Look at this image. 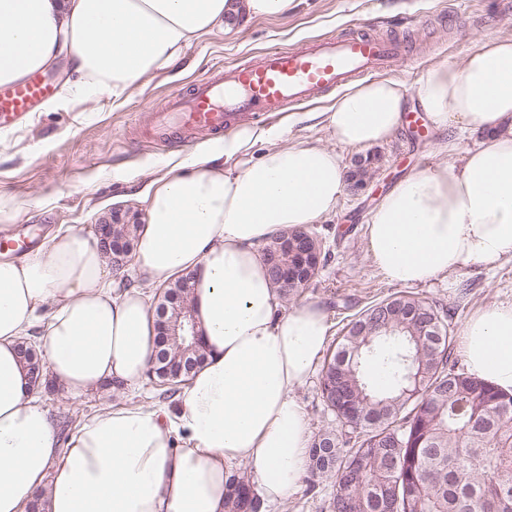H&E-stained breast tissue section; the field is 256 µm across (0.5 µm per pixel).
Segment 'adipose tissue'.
I'll list each match as a JSON object with an SVG mask.
<instances>
[{
  "label": "adipose tissue",
  "mask_w": 512,
  "mask_h": 512,
  "mask_svg": "<svg viewBox=\"0 0 512 512\" xmlns=\"http://www.w3.org/2000/svg\"><path fill=\"white\" fill-rule=\"evenodd\" d=\"M298 0H0V85L69 58L63 96L121 100L172 68L193 41L241 19L292 14ZM417 106L436 128L439 162L398 181L373 207L367 257L390 282L454 281L512 261V37L488 35L457 65L413 84L356 82L314 113L327 144L275 129L240 130L173 164L149 191L134 271L160 284L192 277L208 356L175 412L106 405L60 441L38 403L18 344L41 330L55 383L72 397L141 388L155 346L142 289L114 282L96 239L51 233L0 259V512H226V481L243 466L272 512L299 491L311 430L297 390L327 345V319L307 303L279 314L260 248L286 228L335 214L347 187L336 145L389 141ZM480 132L465 153L458 143ZM264 142L259 156L250 147ZM460 350L468 372L512 392V304L477 307Z\"/></svg>",
  "instance_id": "obj_1"
}]
</instances>
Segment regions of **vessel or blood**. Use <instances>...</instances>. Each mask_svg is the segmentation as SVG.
<instances>
[{
	"label": "vessel or blood",
	"mask_w": 512,
	"mask_h": 512,
	"mask_svg": "<svg viewBox=\"0 0 512 512\" xmlns=\"http://www.w3.org/2000/svg\"><path fill=\"white\" fill-rule=\"evenodd\" d=\"M401 56L397 42L348 33L304 48L273 49L246 62L225 64L188 92L171 94L155 115L160 133L203 131L220 135L242 118H262L289 102H310L353 78L392 70ZM40 75L0 90V126L22 120L51 92Z\"/></svg>",
	"instance_id": "obj_1"
}]
</instances>
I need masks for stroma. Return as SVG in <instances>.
Instances as JSON below:
<instances>
[{
    "label": "stroma",
    "mask_w": 512,
    "mask_h": 512,
    "mask_svg": "<svg viewBox=\"0 0 512 512\" xmlns=\"http://www.w3.org/2000/svg\"><path fill=\"white\" fill-rule=\"evenodd\" d=\"M354 30L397 40L404 56L393 78L413 84L436 63L457 64L489 33L512 36V0H301L285 18H255L231 32L214 31L186 49L184 59L169 70L136 84L118 102L55 97L53 108L39 107L15 128L0 132V198L13 210L0 221V238L28 231L47 235L73 227L92 235L94 224L112 211L145 214L148 189L163 172L166 160L198 151L205 143H158L151 130L152 112L168 95L209 76L224 61H243L263 50L301 48L309 41ZM329 97L289 105L286 112L252 121L255 129L275 128L283 136L302 135L325 142L319 128H301L293 120L303 112H319ZM442 131L426 123L406 124L391 141L379 145L382 160L366 178V187L347 192L336 214L315 225L326 260L319 276L301 294L281 297L288 312L306 302L322 306L330 336H338L347 316L369 301L398 292L369 262L364 221L369 210L400 179L436 161L434 145ZM458 287L436 280L410 291L452 314L461 331L478 306L512 303V261L495 273L471 267L459 275ZM309 414L311 432L339 429L335 414L321 396L319 378L298 391ZM152 383L137 392L116 389L92 392L78 399L54 392L38 401L58 426L76 429L103 404L138 406L157 401Z\"/></svg>",
    "instance_id": "35a3bbf8"
}]
</instances>
